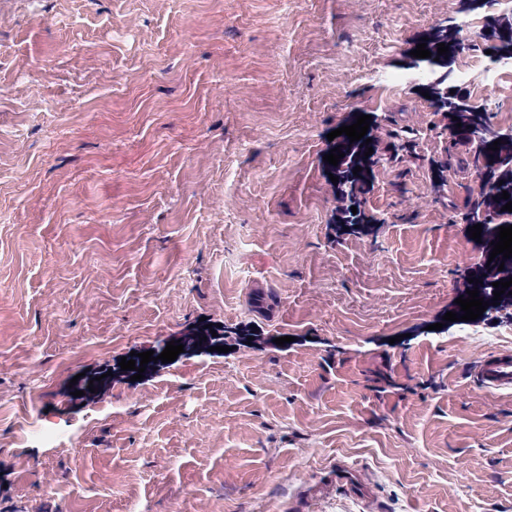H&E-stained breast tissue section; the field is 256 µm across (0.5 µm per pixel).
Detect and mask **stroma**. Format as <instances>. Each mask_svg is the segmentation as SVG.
Instances as JSON below:
<instances>
[{"mask_svg": "<svg viewBox=\"0 0 512 512\" xmlns=\"http://www.w3.org/2000/svg\"><path fill=\"white\" fill-rule=\"evenodd\" d=\"M486 0H0V512H512V393L457 340L482 257L466 137L381 93ZM492 124L512 81L461 84ZM378 116L367 235L334 231L324 159ZM446 162L431 168V158ZM284 346L180 357L81 396L199 318ZM52 432L31 437L30 427ZM332 485L361 499L366 511L376 509V501L371 496L365 479L360 474L350 471L346 466L336 464V468L332 469L331 474L323 481L322 488L327 489Z\"/></svg>", "mask_w": 512, "mask_h": 512, "instance_id": "obj_1", "label": "stroma"}]
</instances>
